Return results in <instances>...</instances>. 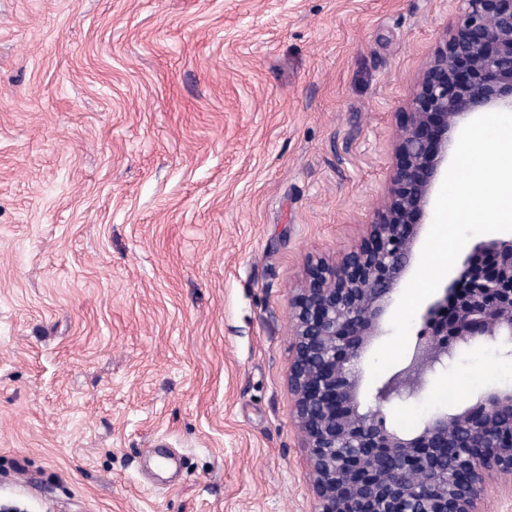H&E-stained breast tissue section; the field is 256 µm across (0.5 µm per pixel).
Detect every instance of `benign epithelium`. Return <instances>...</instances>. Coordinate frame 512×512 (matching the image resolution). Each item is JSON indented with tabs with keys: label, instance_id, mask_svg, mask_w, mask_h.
I'll list each match as a JSON object with an SVG mask.
<instances>
[{
	"label": "benign epithelium",
	"instance_id": "1",
	"mask_svg": "<svg viewBox=\"0 0 512 512\" xmlns=\"http://www.w3.org/2000/svg\"><path fill=\"white\" fill-rule=\"evenodd\" d=\"M459 16L416 85L391 188L363 241L309 260L292 299V415L308 449L315 512H484L485 482L512 472V388L483 393L414 433L383 408L419 393L456 348L512 344V238L481 241L424 308L409 361L359 400L360 362L406 274L448 145L473 115L512 112V0H459Z\"/></svg>",
	"mask_w": 512,
	"mask_h": 512
}]
</instances>
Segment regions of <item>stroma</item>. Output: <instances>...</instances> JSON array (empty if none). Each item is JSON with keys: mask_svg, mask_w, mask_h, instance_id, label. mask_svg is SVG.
Listing matches in <instances>:
<instances>
[{"mask_svg": "<svg viewBox=\"0 0 512 512\" xmlns=\"http://www.w3.org/2000/svg\"><path fill=\"white\" fill-rule=\"evenodd\" d=\"M458 11L0 0V512H314L291 298L374 221ZM445 383L388 426L466 407Z\"/></svg>", "mask_w": 512, "mask_h": 512, "instance_id": "35a3bbf8", "label": "stroma"}]
</instances>
